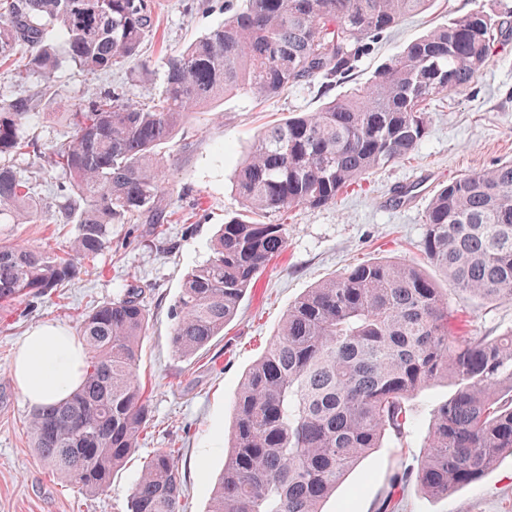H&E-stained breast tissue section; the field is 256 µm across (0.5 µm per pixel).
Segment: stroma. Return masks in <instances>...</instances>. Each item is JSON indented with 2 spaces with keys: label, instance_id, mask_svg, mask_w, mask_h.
Returning <instances> with one entry per match:
<instances>
[{
  "label": "stroma",
  "instance_id": "stroma-1",
  "mask_svg": "<svg viewBox=\"0 0 512 512\" xmlns=\"http://www.w3.org/2000/svg\"><path fill=\"white\" fill-rule=\"evenodd\" d=\"M154 2V30L143 46L146 69L122 67L91 76L62 67L57 83L65 100L40 106L27 125L39 144L64 138L66 127L58 115L88 90H110L141 103L161 94L169 57L225 17V0ZM478 9L501 21L512 18V0H434L382 34L347 82L326 88L317 79L262 102L229 95L213 103L186 122L165 149L173 161L163 174L169 192L162 207L170 217L163 235L149 224L113 225L111 248L88 272L50 296L0 308V512H126L134 477L147 457L164 448L179 452L181 512H207L212 485L224 468L241 378L264 353L291 304L325 278L360 262H407L428 274L448 292L458 335H493L512 328V300L482 301L454 287L422 246L426 207L437 190L463 174L512 158L509 29L472 85L430 103L428 130L418 152L370 173L336 204L273 216V223L288 226L285 250L247 290L223 336L188 359L179 357L170 342L172 308L183 274L208 258L220 225L241 210L233 178L254 136L267 125L296 112L316 111L328 99L368 83L409 43ZM401 193L410 198V206H399ZM74 230L71 224H0V239L59 250ZM126 283L141 288L150 316L138 365L151 410L149 435L113 473L111 488L92 497L66 486L36 454L26 431L32 409L15 387L10 367L30 328L52 321L76 329L83 313L111 301ZM451 391L441 381L414 397L409 407L416 424L403 446L388 444L364 456L338 484L325 512H376L394 467L420 460L432 409ZM400 498L399 512H512V456H502L482 480L451 495L434 498L412 484Z\"/></svg>",
  "mask_w": 512,
  "mask_h": 512
}]
</instances>
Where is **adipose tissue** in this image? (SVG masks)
<instances>
[{
	"instance_id": "obj_1",
	"label": "adipose tissue",
	"mask_w": 512,
	"mask_h": 512,
	"mask_svg": "<svg viewBox=\"0 0 512 512\" xmlns=\"http://www.w3.org/2000/svg\"><path fill=\"white\" fill-rule=\"evenodd\" d=\"M83 357L80 341L69 330L43 323L18 345L10 375L31 406L60 403L81 385Z\"/></svg>"
}]
</instances>
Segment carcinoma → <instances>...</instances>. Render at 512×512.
Returning a JSON list of instances; mask_svg holds the SVG:
<instances>
[{"mask_svg":"<svg viewBox=\"0 0 512 512\" xmlns=\"http://www.w3.org/2000/svg\"><path fill=\"white\" fill-rule=\"evenodd\" d=\"M224 23L168 61L162 94L147 103L92 93L65 113V138L43 147L26 132L42 97L59 95L63 65L95 75L139 62L153 31L151 0H0V62L24 57L21 78L40 95L0 100V224L49 219L39 184L14 168L25 151L61 172L54 224H73L66 249L0 239V307L41 299L112 246L114 224L165 221L162 145L199 110L230 94L263 101L317 78L344 80L369 39L430 0H243ZM502 24L483 10L453 18L407 45L364 86L258 133L234 175L242 213L183 277L172 346L190 357L223 334L252 281L286 247L288 225L256 215L336 203L365 175L418 151L430 101L473 83ZM424 250L455 287L512 300V160L442 187L425 212ZM142 290L125 284L78 324L88 354L81 388L33 411L32 447L66 485L106 492L138 447L150 408L137 362L149 328ZM446 380L425 450L399 467L378 512L415 482L443 497L512 455V329L453 336L448 295L416 266L370 260L308 289L245 373L233 406L224 471L208 512H323L357 462L386 439L402 444L407 402ZM177 457L162 449L133 480L128 512H179Z\"/></svg>","mask_w":512,"mask_h":512,"instance_id":"cac0c4a2","label":"carcinoma"}]
</instances>
